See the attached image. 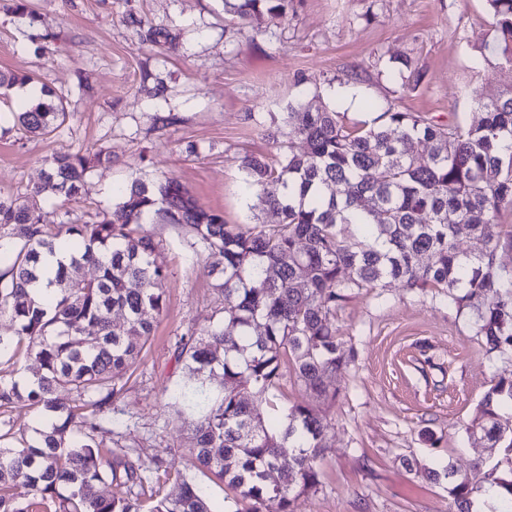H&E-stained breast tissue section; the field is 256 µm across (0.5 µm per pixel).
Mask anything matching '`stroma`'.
I'll use <instances>...</instances> for the list:
<instances>
[{"instance_id": "stroma-1", "label": "stroma", "mask_w": 512, "mask_h": 512, "mask_svg": "<svg viewBox=\"0 0 512 512\" xmlns=\"http://www.w3.org/2000/svg\"><path fill=\"white\" fill-rule=\"evenodd\" d=\"M36 23L0 10V70L30 74L66 101L53 132H0V198L26 196L47 160L60 153L112 154L78 197L42 204L46 224H82L111 210L112 188L131 177L173 176L229 224L254 221L257 197L239 160L274 157L271 115L322 95L347 123L396 104L429 122H466L476 91L512 87V67L498 48L486 0H296L294 12L264 33L225 17L220 0H29ZM166 27L163 48L142 43L128 13ZM406 56L421 74L401 92L389 58ZM355 90L358 106L346 103ZM256 113L259 123L247 120ZM173 114L162 126L155 115ZM164 241L155 261L168 272L166 305L153 334L112 403L118 430L142 458L166 459L189 477L217 512H235L232 492L190 464L188 448L201 409L195 393L178 398L188 329L223 319V304L204 256L178 230L154 225ZM354 353L336 375L335 402L322 405L283 371L282 404L324 409L333 428L319 462L317 490L297 496L293 512H448L447 483L411 473L475 461L494 465L499 448L469 437L478 403L499 379L512 380V356L487 353L467 314L435 289L352 290L334 320Z\"/></svg>"}]
</instances>
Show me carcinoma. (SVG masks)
<instances>
[{
    "label": "carcinoma",
    "instance_id": "1",
    "mask_svg": "<svg viewBox=\"0 0 512 512\" xmlns=\"http://www.w3.org/2000/svg\"><path fill=\"white\" fill-rule=\"evenodd\" d=\"M233 19L250 24L280 19L294 0H221ZM495 21L498 64L512 66V0H488ZM140 40L161 45L166 31L128 15ZM401 88L419 82L409 60L399 70ZM41 98L22 112L0 109L11 123L34 135L61 126L63 100L43 87ZM480 118L442 127L393 105L371 123L349 126L324 103L288 107L270 137L274 158L245 155L241 166L256 190L258 222L245 228L205 209L173 178H135L116 189L118 202L103 219L84 224L41 223L38 202L46 194L76 197L87 176L112 158L102 149L54 156L43 180L24 199H0V241L11 252L0 271V318L14 334L0 336V357L22 352L41 372L20 388L0 377V410L19 402L54 415L21 446L2 444L0 512H212L196 486L169 481L162 460L130 458L133 443L110 427L107 410L124 390L122 381L152 335L165 307L167 271L154 261L160 247L149 224L189 233L195 252L224 298V319L181 338L185 384L220 379L219 399L201 414L189 448L196 468L239 492V512H263L275 502L291 512L293 499L320 484L318 460L331 428L307 404L280 406L272 391L282 365H291L305 390L336 399L332 378L346 362L336 337V308L355 288H381L388 280L407 288H438L439 297L470 313L489 351L512 354V275L496 263L501 238L490 228L512 210V88L476 99ZM304 144L297 152L293 139ZM429 146L426 156L414 153ZM271 215L273 224L262 221ZM462 240L474 249L462 251ZM64 242L71 252L59 263L38 300L42 254ZM95 267L92 278L80 275ZM119 312L123 322L113 321ZM72 395L63 403L57 393ZM512 402V381L497 382L466 428L494 448L509 440L505 463L512 473V437L499 406ZM292 459L283 470L280 456ZM458 479L453 465L425 470L448 480L449 512H472L484 485L500 490V512H512V478ZM115 485L110 497L98 484ZM31 489L19 500L13 487ZM139 491H134V488Z\"/></svg>",
    "mask_w": 512,
    "mask_h": 512
}]
</instances>
